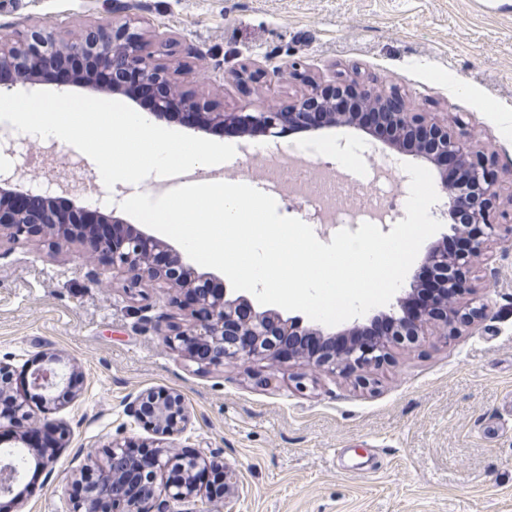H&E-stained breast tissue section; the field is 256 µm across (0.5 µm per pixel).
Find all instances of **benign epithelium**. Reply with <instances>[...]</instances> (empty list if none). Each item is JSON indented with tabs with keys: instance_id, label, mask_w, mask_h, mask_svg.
I'll return each mask as SVG.
<instances>
[{
	"instance_id": "7a95c632",
	"label": "benign epithelium",
	"mask_w": 512,
	"mask_h": 512,
	"mask_svg": "<svg viewBox=\"0 0 512 512\" xmlns=\"http://www.w3.org/2000/svg\"><path fill=\"white\" fill-rule=\"evenodd\" d=\"M154 39L136 26V21L94 23L82 29L74 38L62 39L56 27L41 23L14 31L0 28V69L11 68L16 73L13 83L0 82V93H10L19 85L39 84L37 73L47 63H61L64 59H84L91 73L77 82L65 80L57 84L63 90L79 84L85 88L93 84V72L112 73V86L106 92L126 94L123 79L128 76L154 86L157 99L151 115L161 119L169 114V102L176 98L190 110L186 126L198 132L212 127L234 123L241 133L258 129L267 137L276 138L283 126L296 128L316 126L325 122L332 128L339 115L326 111L332 98L342 95L370 107L387 110L390 130L395 136L414 131L422 138V154L418 159L430 164L452 162L460 167V179L450 182L441 178L440 192L444 202L441 216L450 221L453 237L467 241L466 249L448 253V238L434 243L421 259V266L435 270L447 289L443 301L413 320L405 317L409 293H401L382 312L385 321L393 327V338L361 344L357 336L364 321L372 318L355 317L334 333L303 325V320L288 316L277 309L257 310L244 295L229 296L223 280L212 273H198L182 252L170 249L167 263L157 264L142 249L146 232L128 226L127 236L116 242L81 229V213L87 211L78 196L71 195L72 215L64 217L56 212L32 205H19V198L41 200L26 186L24 170L0 173V235L11 238L35 233L43 234L59 245L78 243L83 255L96 257L112 271L126 277V290L137 294V289L148 283L169 288L183 296L179 305L189 310L185 324H170L160 332L162 340L186 360L199 367L227 363L249 364L256 360L280 363L286 359L302 360L311 370L329 372L362 369L379 364L387 358L394 345H414L422 336H446L457 325L472 323L484 316L486 304L463 306L464 295L475 288L471 274L475 261L492 259L491 244L500 238L501 231L512 234V209L505 208L502 180L493 162L472 143L462 119L450 122L435 116L412 111L400 93L377 91L354 77L340 76L321 81L294 69L293 76L305 84L300 98L286 108H271L263 112H225L208 104L203 96L183 90L170 68L155 62L149 48ZM305 334L324 345L339 342L341 348L306 356L292 352L271 341L269 336ZM64 360L58 354L43 353L31 372V387L37 392L44 409L39 415L27 409L25 400L11 388L9 370L0 364V403L5 401L10 410L0 414V431L14 438L15 447L42 467L50 470L64 448L72 440L63 423L50 417L68 404L75 403L84 387L76 377L75 365L62 373ZM126 413L137 422H146L157 435L152 442L149 466L139 471L135 479L136 491L128 487L127 471L134 468L128 458V447L121 443L109 446L108 455L100 461L89 458L91 465L76 471L73 479L82 493L77 497L76 512H86L88 503L98 504L107 498L112 508L126 507L124 512H174V505L197 502V499L229 503L233 497V477L223 464L210 459L201 451L193 454L176 451L174 437L182 434L190 423L189 409L183 397L166 388H152L126 403ZM16 470L10 465L0 467V493L10 494L17 483Z\"/></svg>"
}]
</instances>
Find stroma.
<instances>
[{
    "instance_id": "1",
    "label": "stroma",
    "mask_w": 512,
    "mask_h": 512,
    "mask_svg": "<svg viewBox=\"0 0 512 512\" xmlns=\"http://www.w3.org/2000/svg\"><path fill=\"white\" fill-rule=\"evenodd\" d=\"M158 32L186 89L225 111L283 107L302 89L275 69L297 61L397 88L413 111L462 117L512 174V0H120ZM105 0H0V26L47 22L70 38L107 20ZM259 67L260 85L234 79ZM78 247L0 240V364L31 371L42 353L70 359L84 394L59 411L70 448L51 476L23 472L22 509L73 512V473L112 440L154 434L125 411L151 388L182 394L180 446L233 470L235 512H512V246L475 266L487 306L448 337L395 351L364 381L295 361L198 370L158 334L180 317L170 291L126 292L122 276L78 261ZM276 375V388L263 386Z\"/></svg>"
}]
</instances>
